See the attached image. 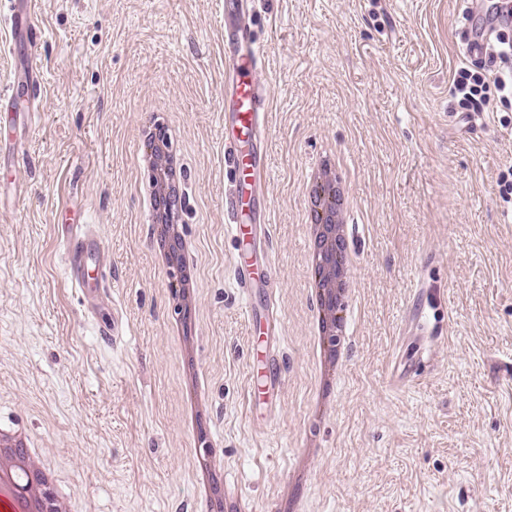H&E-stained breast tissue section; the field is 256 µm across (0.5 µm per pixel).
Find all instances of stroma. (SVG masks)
<instances>
[{
  "label": "stroma",
  "instance_id": "35a3bbf8",
  "mask_svg": "<svg viewBox=\"0 0 512 512\" xmlns=\"http://www.w3.org/2000/svg\"><path fill=\"white\" fill-rule=\"evenodd\" d=\"M267 52L270 246L277 286L255 294L253 334L232 284L224 215V46L241 21L224 0H38L44 87L0 127V424L26 427L83 512H206L182 426L174 303L137 192L136 129L157 107L187 176L184 233L196 249L194 355L209 391L224 478L271 512L316 435L305 512H512V105L482 112L452 93L461 0H256ZM335 146L353 179L344 220L356 261L347 361L314 419L317 371L306 286L304 174ZM72 193L116 287L85 307L65 282L56 201ZM442 336L415 335L412 305ZM120 307L119 345L96 325ZM271 346L276 402L247 404L252 346ZM422 357L411 384L400 360Z\"/></svg>",
  "mask_w": 512,
  "mask_h": 512
}]
</instances>
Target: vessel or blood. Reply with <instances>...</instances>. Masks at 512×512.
<instances>
[{"label": "vessel or blood", "mask_w": 512, "mask_h": 512, "mask_svg": "<svg viewBox=\"0 0 512 512\" xmlns=\"http://www.w3.org/2000/svg\"><path fill=\"white\" fill-rule=\"evenodd\" d=\"M0 21L11 37L22 36L32 44L42 38L36 0H0ZM470 26L471 33L464 43L465 55L490 54L492 35L512 27V0H486L482 13L471 17ZM263 56V46L245 32L240 36L237 51L224 57V105L232 118L230 127L224 130V212L239 244L233 280L246 299L259 290L271 293L275 286L267 213L255 206L257 189L267 174L265 159L256 149L264 143L269 96L265 86L253 82L251 72ZM41 84L39 68L30 66L22 79L0 88V102L31 95ZM63 245L69 258L70 287L78 289L84 300H91L110 278L94 263L97 236L81 221L68 225Z\"/></svg>", "instance_id": "1"}]
</instances>
